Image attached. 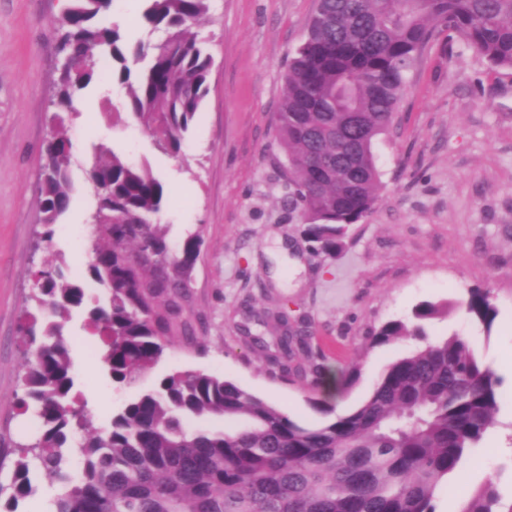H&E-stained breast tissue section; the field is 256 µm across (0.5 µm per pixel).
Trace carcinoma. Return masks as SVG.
Segmentation results:
<instances>
[{
  "label": "carcinoma",
  "mask_w": 512,
  "mask_h": 512,
  "mask_svg": "<svg viewBox=\"0 0 512 512\" xmlns=\"http://www.w3.org/2000/svg\"><path fill=\"white\" fill-rule=\"evenodd\" d=\"M208 8V0H147L144 20L165 37L131 48L105 22L101 0H69L54 113L75 111L93 82L117 83L126 90V110L156 147L179 152L208 92L212 58L192 31ZM444 30L491 66L512 69V0H317L277 113L288 204L299 211L314 254H340L350 229L373 210L380 186L374 142L392 126L418 53ZM96 49L108 70L98 66ZM53 139L38 187L43 242L71 201L72 144L63 124ZM97 153L86 278L106 299L89 316L100 336L98 359L113 382L132 387L173 338L192 343L197 336L190 288L202 234L170 253L154 222L166 202L163 182L103 145ZM38 284L36 311L26 312L22 327L27 351L16 400L41 428L16 444L9 460L0 458V471H10L0 481L8 512L34 493L31 468L61 477L74 456L81 476L52 512H435L439 484L495 426L502 379L468 338H429L423 321L437 308L424 303L414 311L417 323L389 321L372 336L374 345L413 339L421 346L388 365L355 409L317 404L321 423L305 424L219 375L177 371L131 397L111 428L90 433L73 394L69 344L54 321L82 307L87 288L49 264L38 270ZM460 305L491 330V290L471 288ZM276 343L279 354L266 360L273 379L290 374L285 360L306 347L287 332ZM324 370L310 352L295 374L316 389ZM203 415L236 427L200 426ZM461 512H502L493 481Z\"/></svg>",
  "instance_id": "cac0c4a2"
}]
</instances>
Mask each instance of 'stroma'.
Segmentation results:
<instances>
[{
  "instance_id": "1",
  "label": "stroma",
  "mask_w": 512,
  "mask_h": 512,
  "mask_svg": "<svg viewBox=\"0 0 512 512\" xmlns=\"http://www.w3.org/2000/svg\"><path fill=\"white\" fill-rule=\"evenodd\" d=\"M66 0H0V452L32 439L38 421L16 407L23 361L21 326L35 271L45 262L68 276L85 269L81 248L92 233L87 192L95 149L105 145L147 165L164 183L158 222L173 249L193 233L203 246L191 278L193 314L206 331L196 347L172 343L136 387L114 383L94 359L100 338L88 307L62 323L70 344L74 393L91 428L112 417L154 380L203 371L235 380L308 423L323 419L315 404L345 412L371 393L385 367L414 349L411 341L375 346L371 336L391 320L412 321L414 308L435 304L431 337L457 333L475 341L497 368L503 398L497 426L442 482L436 512H458L489 476L512 502V69H497L462 40L438 36L409 75L390 131L373 147L380 190L373 210L335 257L309 250L276 167V114L288 63L303 42L315 0H209L194 30L212 57L208 93L177 154L158 150L125 113V90L92 83L87 110L69 113L71 203L48 247L40 231L37 187L51 137L48 107L57 77L60 20ZM145 0H114L109 20L128 44L160 40L142 19ZM490 289L497 317L484 330L456 301L468 289ZM301 326L325 356L318 389L300 379H273L251 337L271 338L280 313ZM357 368L345 389L340 374ZM67 480L33 473L32 495L16 512H47Z\"/></svg>"
}]
</instances>
